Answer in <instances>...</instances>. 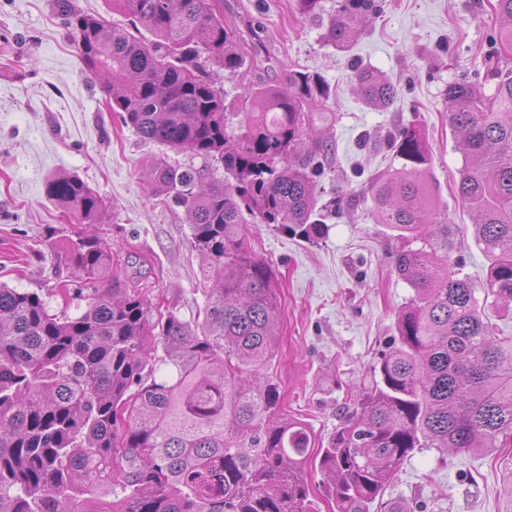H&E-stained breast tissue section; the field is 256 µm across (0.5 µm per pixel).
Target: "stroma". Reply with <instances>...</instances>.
I'll return each instance as SVG.
<instances>
[{
    "instance_id": "obj_1",
    "label": "stroma",
    "mask_w": 512,
    "mask_h": 512,
    "mask_svg": "<svg viewBox=\"0 0 512 512\" xmlns=\"http://www.w3.org/2000/svg\"><path fill=\"white\" fill-rule=\"evenodd\" d=\"M496 0H380L357 40L340 49L322 38L319 19L297 0H222L245 66L224 78L227 103L245 88L283 84L288 70L321 76L328 121L318 137L336 149L317 180V199L351 198L315 240L252 229L251 243L277 277L281 343L265 373L291 417L322 441L355 408L371 367L396 334L412 289L393 272L402 242L378 223L366 188L402 168L388 145L397 129L421 127L431 149L436 207L452 223L470 217L456 191L462 152L448 126L444 93L455 82L480 83L497 37ZM376 69L397 88L385 109L367 105L355 65ZM163 146L143 142L117 122L103 85L84 74L72 35L53 0H0V283L64 306L55 288L72 272L57 252L81 232L45 186L78 176L106 201L94 233L111 247L122 285L176 307L195 321L208 302L213 269L193 248L183 208L149 195L144 181ZM427 512H512V448L489 454L416 451L386 492Z\"/></svg>"
}]
</instances>
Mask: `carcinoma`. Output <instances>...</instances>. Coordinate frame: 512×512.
<instances>
[{
    "label": "carcinoma",
    "instance_id": "carcinoma-1",
    "mask_svg": "<svg viewBox=\"0 0 512 512\" xmlns=\"http://www.w3.org/2000/svg\"><path fill=\"white\" fill-rule=\"evenodd\" d=\"M55 2L84 71L107 76L121 123L203 160L154 162L147 189L184 209L215 278L191 324L121 287L111 247L79 235L62 256L79 287L57 295L84 298L81 313L0 284V512H311V435L263 373L279 309L275 272L253 252L247 223L320 235L316 178L333 145L302 144L328 120L311 109L327 101L326 85L290 70L284 86L249 87L233 131L219 82L244 58L212 0H110L130 30ZM376 10V0H336L324 39L349 47ZM496 11L499 48L484 83L445 91L465 153L458 193L488 260L484 300L451 258L464 228L435 216L427 137L405 127L389 137L402 171L367 191L377 222L403 240L394 270L413 295L353 416L316 455L336 512H413L384 496L421 448L512 447V336L485 313L491 299L512 314V0ZM140 26L152 39L134 34ZM355 77L368 105L394 101L385 76ZM46 192L74 223L103 222L106 204L82 179L56 175Z\"/></svg>",
    "mask_w": 512,
    "mask_h": 512
}]
</instances>
